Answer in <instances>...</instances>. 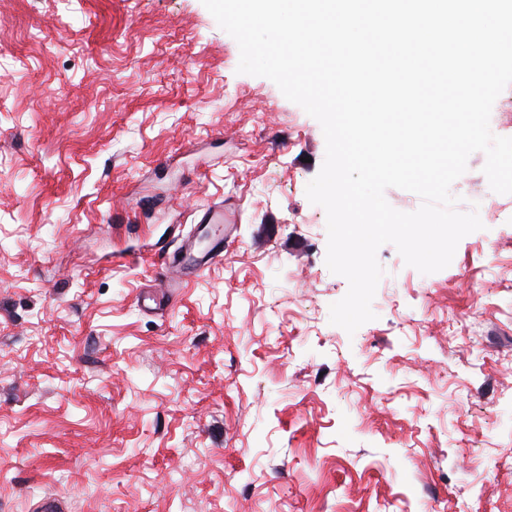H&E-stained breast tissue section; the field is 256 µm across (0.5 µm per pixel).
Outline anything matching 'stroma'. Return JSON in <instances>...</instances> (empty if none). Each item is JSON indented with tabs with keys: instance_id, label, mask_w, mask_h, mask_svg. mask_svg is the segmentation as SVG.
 <instances>
[{
	"instance_id": "1",
	"label": "stroma",
	"mask_w": 512,
	"mask_h": 512,
	"mask_svg": "<svg viewBox=\"0 0 512 512\" xmlns=\"http://www.w3.org/2000/svg\"><path fill=\"white\" fill-rule=\"evenodd\" d=\"M202 0H0V512H512V195L330 322L319 122ZM224 256L164 271L210 204Z\"/></svg>"
}]
</instances>
